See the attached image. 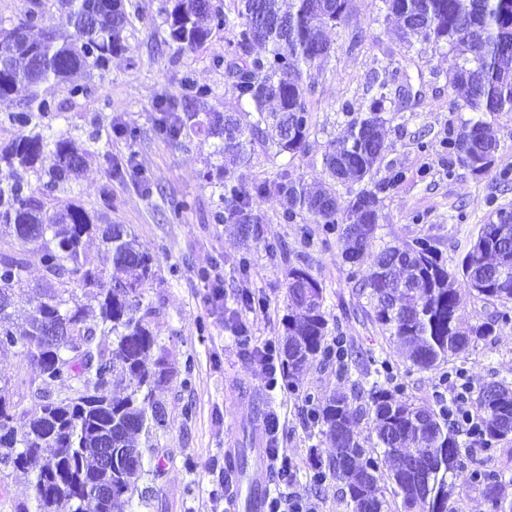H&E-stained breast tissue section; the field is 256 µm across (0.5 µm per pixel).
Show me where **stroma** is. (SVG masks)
Returning a JSON list of instances; mask_svg holds the SVG:
<instances>
[{"label":"stroma","mask_w":512,"mask_h":512,"mask_svg":"<svg viewBox=\"0 0 512 512\" xmlns=\"http://www.w3.org/2000/svg\"><path fill=\"white\" fill-rule=\"evenodd\" d=\"M380 0H350L346 17L325 32L331 45L307 95L314 125L302 152L278 160L256 151L246 171L252 179L274 178L280 164L315 186L325 181L323 155L342 135L348 120L344 106L364 108L367 86L386 55H393L409 77L410 95L390 85L393 110L387 113L386 144L379 177L389 167L405 172L398 186L382 194L379 224L372 246L356 264L346 263L336 232L306 217L285 223L283 198L259 204L264 224L258 239L241 245L228 225L215 223L218 194L202 174L210 144L173 142L157 128L156 105L176 95L183 80L211 88L205 105L223 109L234 103L231 82L215 64L224 55L231 31L213 33L204 49L178 53L165 41L162 0H132L133 25L125 49L113 56L107 73L76 75L86 93L73 97L68 84L51 95L59 106L51 132L75 139L86 152L75 196L89 210L111 200L109 219L126 225L157 260L160 280L148 295L160 306L153 330L170 355L173 377L161 391L167 427L156 447L145 449L147 470L134 497L135 512H225L224 451L245 445L254 413L279 421L268 445L292 458V493L317 512H349L342 485L333 477L315 482L316 464H328L334 448L325 442L312 417L325 396L380 385L418 403L436 404L448 392V365L421 371L371 319V305L357 285L374 257L389 245L425 238L448 269H457L479 224L499 207H512V112L488 116L500 148L483 174L449 167L443 141L449 126L471 113L448 84L452 51L420 52L399 37L397 19L380 18ZM135 130L134 139L111 135L113 125ZM133 165L139 178L109 177L111 164ZM308 269L324 288V312L330 336L361 352L359 366L340 370L335 359L314 360L297 372L278 366L267 380L255 360L257 347L281 343L288 315L285 278L289 268ZM263 300L265 310L250 313L242 295ZM471 393L487 383L512 382V329H503L460 360ZM20 354L0 351V396L24 408ZM33 473L0 463V512L19 503L33 504Z\"/></svg>","instance_id":"obj_1"}]
</instances>
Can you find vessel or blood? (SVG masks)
Instances as JSON below:
<instances>
[{
    "instance_id": "obj_1",
    "label": "vessel or blood",
    "mask_w": 512,
    "mask_h": 512,
    "mask_svg": "<svg viewBox=\"0 0 512 512\" xmlns=\"http://www.w3.org/2000/svg\"><path fill=\"white\" fill-rule=\"evenodd\" d=\"M267 436L263 431L254 434L255 446L250 451L252 471L248 483H240L235 461L238 449L229 448L225 451L228 460L226 466V487L224 503L227 512H265L270 496L269 474L271 463L265 449Z\"/></svg>"
}]
</instances>
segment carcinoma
I'll return each mask as SVG.
<instances>
[{
  "label": "carcinoma",
  "instance_id": "cac0c4a2",
  "mask_svg": "<svg viewBox=\"0 0 512 512\" xmlns=\"http://www.w3.org/2000/svg\"><path fill=\"white\" fill-rule=\"evenodd\" d=\"M61 8L71 33L39 32L38 12L29 8L18 24L0 28V100L32 88L29 101L12 114L21 132L0 145V339L16 344L27 376L30 397L21 414L0 396V420L14 427L0 435L1 456L18 470L38 464L34 481L35 512H94L86 485L112 486L103 512H133L137 488L129 475L144 469L139 438L146 441L165 428L166 413L156 392L172 377V367L151 327L160 310L147 299L158 279L155 258L144 251L130 229L114 224L102 210H88L69 196H56L79 177L85 159L72 141L38 131L40 120L56 111L44 94L80 70H104L124 48L132 24L125 0H31ZM400 21L401 37L438 51L445 44L472 43L479 52L448 67V84L462 94L463 106L479 115L448 132V162L475 173L494 164L499 142L483 116L512 112V0H382ZM348 0H164L169 41L196 53L216 30L232 28L231 58L216 60L232 79L235 106L224 111L191 112V105L211 95L206 86L190 84L181 98L158 104V130L166 138L213 140L203 178L220 189L219 224L233 226L241 243L259 237L263 218L257 203L270 195L287 207L282 219L294 223L312 215L316 223L338 232L343 259L353 264L370 246L378 224V193L404 177L394 171L375 181L386 151L388 86L396 80L392 61L375 75V94L364 113L348 121L345 133L330 141L323 165L331 182L313 190L289 167L272 180L246 181L222 163L247 166L259 147L272 156L300 152L313 127L307 92L316 71L330 54L325 29L345 17ZM92 15L95 22L82 20ZM266 53H252L253 46ZM185 118L170 122L178 108ZM351 178L361 188L343 202L336 184ZM97 239L110 256L112 269L95 261L86 243ZM39 254L41 293L26 294L28 256ZM288 305L281 344L283 365L303 368L327 354L328 330L322 311L321 283L306 269L286 275ZM370 297L374 321L389 333L411 364L435 370L468 354L508 323L496 313L481 324L463 326L460 290L487 301L512 303V208L496 209L479 225L460 270L451 271L425 240L388 246L360 285ZM82 295H77L76 290ZM55 321L61 341L55 348L41 342L42 322ZM126 382L112 392V378ZM59 382L76 393L54 395L45 385ZM416 404L378 386L368 391L333 393L318 405L315 419L333 448L331 475L344 485L352 512H460L456 497L464 489L480 492L489 512H512V477L500 458L512 455V384L492 383L479 392L467 427H448V410ZM374 422L375 436L353 430L356 416ZM56 425L61 444L46 440ZM112 440V470L98 466L103 440Z\"/></svg>",
  "mask_w": 512,
  "mask_h": 512
}]
</instances>
